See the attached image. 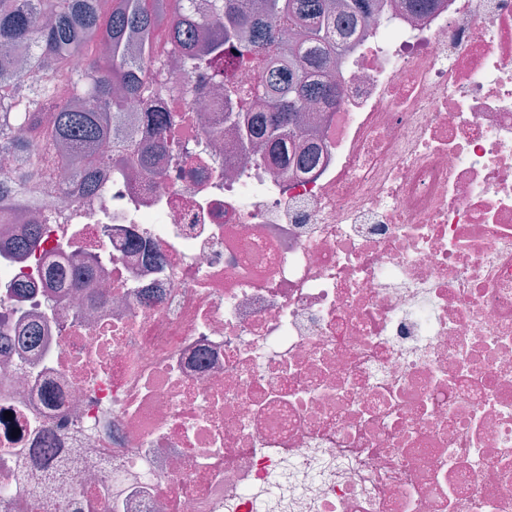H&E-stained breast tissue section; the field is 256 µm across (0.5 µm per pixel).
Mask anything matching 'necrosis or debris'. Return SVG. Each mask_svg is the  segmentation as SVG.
I'll return each instance as SVG.
<instances>
[{"mask_svg":"<svg viewBox=\"0 0 512 512\" xmlns=\"http://www.w3.org/2000/svg\"><path fill=\"white\" fill-rule=\"evenodd\" d=\"M183 72L153 168L0 224V512H512V0H372L311 168ZM42 224H31L29 234L26 237H18L10 240L8 249L16 255L26 254L37 249L41 243ZM47 278L61 288H85L86 282L81 272L63 266L48 269Z\"/></svg>","mask_w":512,"mask_h":512,"instance_id":"obj_1","label":"necrosis or debris"}]
</instances>
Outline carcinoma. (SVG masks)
Returning a JSON list of instances; mask_svg holds the SVG:
<instances>
[{"instance_id": "obj_1", "label": "carcinoma", "mask_w": 512, "mask_h": 512, "mask_svg": "<svg viewBox=\"0 0 512 512\" xmlns=\"http://www.w3.org/2000/svg\"><path fill=\"white\" fill-rule=\"evenodd\" d=\"M367 2L351 0L347 17L336 19L326 0H211L202 16L170 11L168 0H0V156L14 162L12 178L0 181V209L58 193L52 171L61 162L69 183L104 194L96 173L112 158L99 153V145L124 119L125 105L140 104L148 131L163 143L172 116L155 105L165 59L183 58L190 74L211 67L232 42L240 55L264 58L266 74L260 86L246 89L233 79L235 62L224 61L216 87L225 102L268 99L267 111L247 118L252 137L276 160L312 165V155L287 157V138L309 102L336 105L340 91L320 73L329 53L341 50L345 20L360 16ZM287 30L302 34L305 71L294 67ZM160 35L167 45L162 54ZM41 243V225L33 224L8 249L22 255ZM47 278L61 288L86 286L82 273L68 267H50Z\"/></svg>"}]
</instances>
